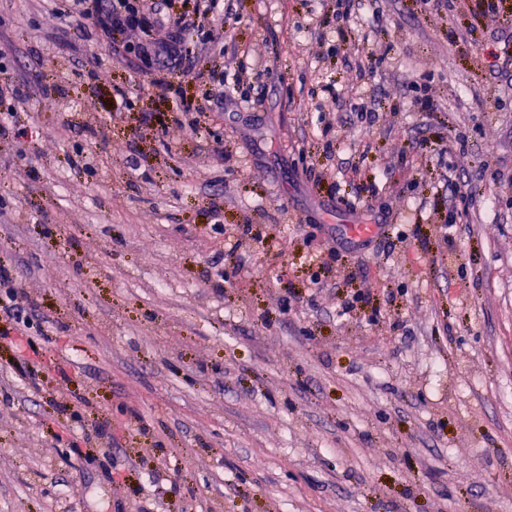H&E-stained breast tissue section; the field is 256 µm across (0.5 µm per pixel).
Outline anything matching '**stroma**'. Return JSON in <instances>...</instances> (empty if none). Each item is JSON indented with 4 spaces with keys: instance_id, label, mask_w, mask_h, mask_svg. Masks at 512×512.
<instances>
[{
    "instance_id": "stroma-1",
    "label": "stroma",
    "mask_w": 512,
    "mask_h": 512,
    "mask_svg": "<svg viewBox=\"0 0 512 512\" xmlns=\"http://www.w3.org/2000/svg\"><path fill=\"white\" fill-rule=\"evenodd\" d=\"M495 2L356 0L339 30L336 0H224L222 46L182 34L197 69L248 66L217 93L0 0V263L28 318L0 315V512H512Z\"/></svg>"
}]
</instances>
